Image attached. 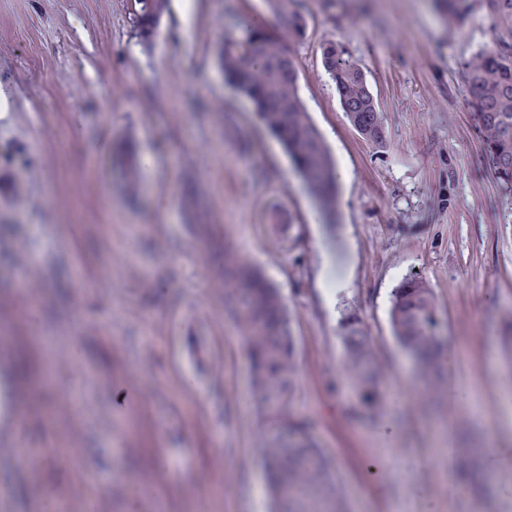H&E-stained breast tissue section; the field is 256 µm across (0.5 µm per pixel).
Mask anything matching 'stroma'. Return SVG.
I'll return each instance as SVG.
<instances>
[{
	"label": "stroma",
	"mask_w": 512,
	"mask_h": 512,
	"mask_svg": "<svg viewBox=\"0 0 512 512\" xmlns=\"http://www.w3.org/2000/svg\"><path fill=\"white\" fill-rule=\"evenodd\" d=\"M302 3L299 94L344 174L327 216L224 81L231 17L274 24L265 0H169L147 41L124 0H0V512H46L40 483L60 512H272L223 243L284 298L292 408L344 512H512V197L462 80L497 38L478 6L459 23L433 0ZM330 41L363 69L384 145L343 112ZM121 144L154 159L133 193ZM411 272L463 391L429 415L388 317ZM347 309L386 368L378 409L342 380ZM48 448L68 463L42 465ZM472 466L477 487L450 494Z\"/></svg>",
	"instance_id": "35a3bbf8"
}]
</instances>
